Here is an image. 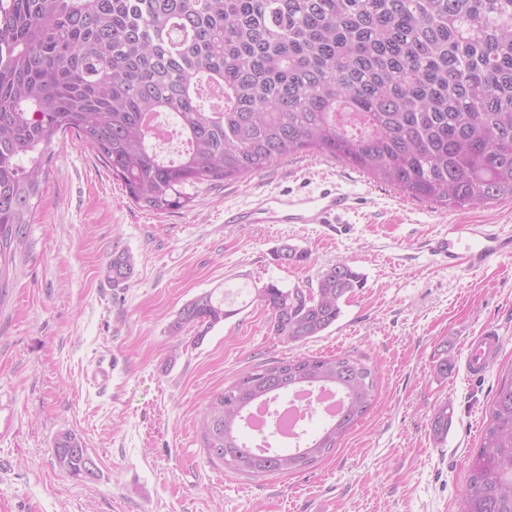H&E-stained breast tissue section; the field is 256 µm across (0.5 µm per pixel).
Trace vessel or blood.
<instances>
[{
    "mask_svg": "<svg viewBox=\"0 0 512 512\" xmlns=\"http://www.w3.org/2000/svg\"><path fill=\"white\" fill-rule=\"evenodd\" d=\"M351 207L349 193L333 183L315 194L288 191L277 196H257L248 205L232 211L227 221L231 224H333ZM431 251L450 267L478 270L492 259L512 253V234L484 224H452L447 236L434 240ZM501 341V336L493 331L470 338L465 362L470 376L481 377L489 371Z\"/></svg>",
    "mask_w": 512,
    "mask_h": 512,
    "instance_id": "vessel-or-blood-1",
    "label": "vessel or blood"
}]
</instances>
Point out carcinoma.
<instances>
[{
  "instance_id": "obj_1",
  "label": "carcinoma",
  "mask_w": 512,
  "mask_h": 512,
  "mask_svg": "<svg viewBox=\"0 0 512 512\" xmlns=\"http://www.w3.org/2000/svg\"><path fill=\"white\" fill-rule=\"evenodd\" d=\"M224 99L204 108L205 85ZM175 115L187 147L162 161L149 120ZM74 132L153 212L193 201L186 187L241 178L316 152L403 194L460 210L512 200V0H0V304L40 198L54 139ZM282 266L307 260L290 245ZM135 258L112 256V282ZM345 262L317 287L268 282L256 299L288 344L329 329L363 287ZM237 314L204 293L170 329H210ZM304 387H331L341 413L294 448H256L250 409ZM374 368L361 358L302 357L256 366L210 397L204 447L246 476L301 470L336 448L371 407ZM448 404L432 430L448 435ZM85 447L58 432L56 464L82 478ZM464 512H512V376L492 401L470 463Z\"/></svg>"
}]
</instances>
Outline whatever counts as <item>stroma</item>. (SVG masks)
<instances>
[{
  "instance_id": "obj_1",
  "label": "stroma",
  "mask_w": 512,
  "mask_h": 512,
  "mask_svg": "<svg viewBox=\"0 0 512 512\" xmlns=\"http://www.w3.org/2000/svg\"><path fill=\"white\" fill-rule=\"evenodd\" d=\"M328 182L357 199L334 224L224 221L255 194L314 193ZM452 224L512 232V201L441 209L302 153L156 213L132 203L78 136L61 137L0 306V512H460L489 404L512 369V256L448 268L429 245ZM286 244L307 260L280 265L274 253ZM122 250L136 266L115 285L106 270ZM339 261L364 286L304 343L274 336L257 301L206 334L170 330L203 293L220 300L270 281L308 288ZM490 329L503 345L483 377H469L466 342ZM343 353L374 365L379 386L335 451L260 478L210 459L201 422L213 393L258 365ZM101 366L112 372L103 391L91 380ZM444 403L453 423L440 439L431 422ZM64 430L96 457L95 479L58 468L51 445Z\"/></svg>"
}]
</instances>
